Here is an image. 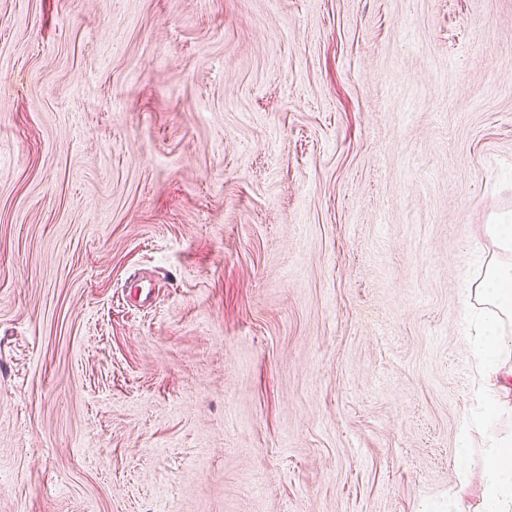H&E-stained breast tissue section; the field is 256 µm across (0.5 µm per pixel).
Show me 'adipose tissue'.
<instances>
[{
	"mask_svg": "<svg viewBox=\"0 0 512 512\" xmlns=\"http://www.w3.org/2000/svg\"><path fill=\"white\" fill-rule=\"evenodd\" d=\"M484 232L499 256L478 257L483 272L471 283L469 293L480 310L466 317L475 327L470 349L481 379L479 421L490 431L484 449L481 512H512V430L498 427L502 418L512 417V336L506 332L512 324V220L498 217L485 225Z\"/></svg>",
	"mask_w": 512,
	"mask_h": 512,
	"instance_id": "ef3b65f1",
	"label": "adipose tissue"
}]
</instances>
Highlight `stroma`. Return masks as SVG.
<instances>
[{
  "mask_svg": "<svg viewBox=\"0 0 512 512\" xmlns=\"http://www.w3.org/2000/svg\"><path fill=\"white\" fill-rule=\"evenodd\" d=\"M510 212L512 0H0V512H479Z\"/></svg>",
  "mask_w": 512,
  "mask_h": 512,
  "instance_id": "stroma-1",
  "label": "stroma"
}]
</instances>
